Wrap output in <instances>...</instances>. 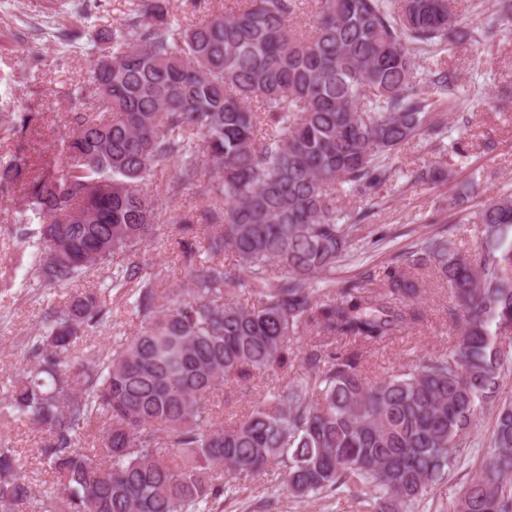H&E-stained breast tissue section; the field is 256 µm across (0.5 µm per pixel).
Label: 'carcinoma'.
<instances>
[{"instance_id": "cac0c4a2", "label": "carcinoma", "mask_w": 512, "mask_h": 512, "mask_svg": "<svg viewBox=\"0 0 512 512\" xmlns=\"http://www.w3.org/2000/svg\"><path fill=\"white\" fill-rule=\"evenodd\" d=\"M166 2L136 0L97 35L79 91L97 110L71 112L64 162L0 163V196L23 191L16 233L34 248L39 283L109 266L107 287L140 323L77 353L108 314L102 289L47 305L31 366L0 381V417L45 434L36 453L53 482L35 489L25 460L0 445V512H215L224 480L272 466L294 498L418 512L488 405L491 451L449 512H512V400L498 397L512 366L501 346L512 335V190L475 213V264L436 235L381 283L367 275L316 287L355 250L360 217L336 206V192L368 195L393 176L387 159L422 134L436 156L448 151L436 115L456 105L459 76L448 64L424 80L417 65L452 44V0H315L306 34L293 25L304 0H240L188 26ZM510 20L508 3L476 34L490 40ZM34 121L26 111L3 119L15 135ZM166 164V195L148 194ZM415 179L445 183L448 171L433 161ZM185 189L207 202L196 215L172 209ZM162 224L203 241H178L184 288L124 262ZM423 270L448 284L457 342L370 382L363 351L422 319ZM241 281L250 307L229 298ZM307 337L314 345L296 353ZM297 359L303 378L290 382ZM270 375L282 383L243 421L219 420L224 389ZM94 422L96 445L84 448Z\"/></svg>"}]
</instances>
